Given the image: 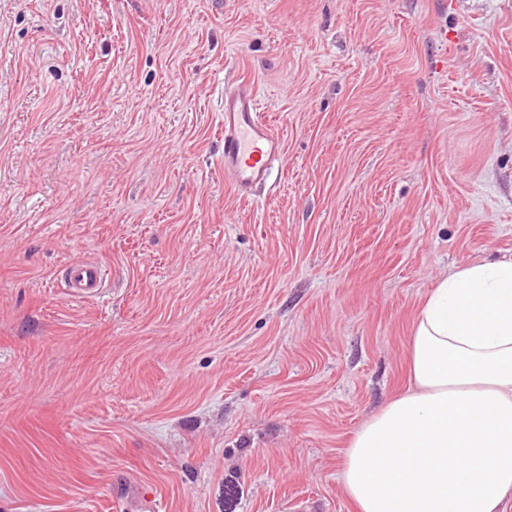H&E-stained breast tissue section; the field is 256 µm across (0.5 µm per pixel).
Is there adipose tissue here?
<instances>
[{
    "mask_svg": "<svg viewBox=\"0 0 512 512\" xmlns=\"http://www.w3.org/2000/svg\"><path fill=\"white\" fill-rule=\"evenodd\" d=\"M409 389L343 451L358 512H505L512 500V258L455 267L421 307Z\"/></svg>",
    "mask_w": 512,
    "mask_h": 512,
    "instance_id": "obj_1",
    "label": "adipose tissue"
}]
</instances>
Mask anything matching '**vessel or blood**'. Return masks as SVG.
<instances>
[{
  "label": "vessel or blood",
  "instance_id": "obj_1",
  "mask_svg": "<svg viewBox=\"0 0 512 512\" xmlns=\"http://www.w3.org/2000/svg\"><path fill=\"white\" fill-rule=\"evenodd\" d=\"M281 140L260 114L252 84L241 83L224 96V180L242 198L271 178L276 163L283 159ZM61 280L70 296L95 297L102 293L104 273L91 260L69 263Z\"/></svg>",
  "mask_w": 512,
  "mask_h": 512
}]
</instances>
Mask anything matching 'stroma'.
I'll list each match as a JSON object with an SVG mask.
<instances>
[{
  "mask_svg": "<svg viewBox=\"0 0 512 512\" xmlns=\"http://www.w3.org/2000/svg\"><path fill=\"white\" fill-rule=\"evenodd\" d=\"M504 257L512 0H0V512H355L427 294ZM283 156L281 140L260 115L253 85L243 82L224 94V180L233 192L251 197ZM61 280L69 295L75 298L95 297L103 292L104 273L95 261L69 263L61 273Z\"/></svg>",
  "mask_w": 512,
  "mask_h": 512,
  "instance_id": "obj_1",
  "label": "stroma"
}]
</instances>
